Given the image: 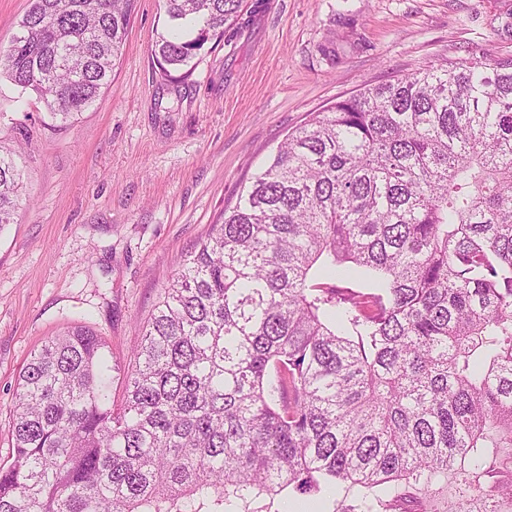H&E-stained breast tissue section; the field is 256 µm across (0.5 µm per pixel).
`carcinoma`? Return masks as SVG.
Masks as SVG:
<instances>
[{
  "mask_svg": "<svg viewBox=\"0 0 512 512\" xmlns=\"http://www.w3.org/2000/svg\"><path fill=\"white\" fill-rule=\"evenodd\" d=\"M134 2L31 0L0 76L77 120ZM163 7L168 73L237 3ZM21 188L0 145V227ZM11 431L0 512H280L262 496L341 485L379 512L450 472L511 488L512 54L418 67L299 126L179 262L131 369L67 328L22 369Z\"/></svg>",
  "mask_w": 512,
  "mask_h": 512,
  "instance_id": "obj_1",
  "label": "carcinoma"
}]
</instances>
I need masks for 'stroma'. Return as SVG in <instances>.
Masks as SVG:
<instances>
[{"label": "stroma", "mask_w": 512, "mask_h": 512, "mask_svg": "<svg viewBox=\"0 0 512 512\" xmlns=\"http://www.w3.org/2000/svg\"><path fill=\"white\" fill-rule=\"evenodd\" d=\"M493 0H239L222 42L182 79L152 45L162 0H137L110 87L79 119L0 80V143L23 176L0 228V462L13 454L14 389L31 353L86 323L128 366L139 325L271 150L311 113L368 85L476 49L511 54ZM448 475L385 512H447Z\"/></svg>", "instance_id": "35a3bbf8"}]
</instances>
